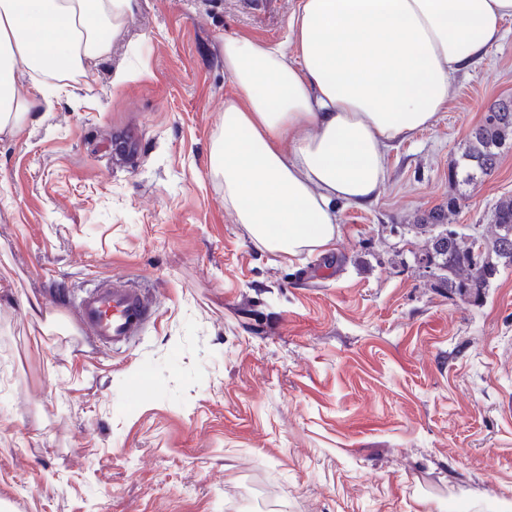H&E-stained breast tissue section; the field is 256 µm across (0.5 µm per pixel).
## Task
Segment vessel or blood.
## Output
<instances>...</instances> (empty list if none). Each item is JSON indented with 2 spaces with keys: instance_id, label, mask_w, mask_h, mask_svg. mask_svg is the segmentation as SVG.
I'll use <instances>...</instances> for the list:
<instances>
[{
  "instance_id": "obj_1",
  "label": "vessel or blood",
  "mask_w": 512,
  "mask_h": 512,
  "mask_svg": "<svg viewBox=\"0 0 512 512\" xmlns=\"http://www.w3.org/2000/svg\"><path fill=\"white\" fill-rule=\"evenodd\" d=\"M74 316L88 342L116 346L140 336L155 308L146 288L115 274L78 300Z\"/></svg>"
}]
</instances>
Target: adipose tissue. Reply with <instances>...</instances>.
<instances>
[{
  "label": "adipose tissue",
  "mask_w": 512,
  "mask_h": 512,
  "mask_svg": "<svg viewBox=\"0 0 512 512\" xmlns=\"http://www.w3.org/2000/svg\"><path fill=\"white\" fill-rule=\"evenodd\" d=\"M135 0H0V136L51 108V84L92 72ZM512 0H298L294 48L224 41L233 89L211 167L224 204L268 250L327 249L338 206L375 199L385 148L431 126ZM30 80L34 96L17 91Z\"/></svg>",
  "instance_id": "adipose-tissue-1"
}]
</instances>
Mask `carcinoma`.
I'll list each match as a JSON object with an SVG mask.
<instances>
[{"label":"carcinoma","mask_w":512,"mask_h":512,"mask_svg":"<svg viewBox=\"0 0 512 512\" xmlns=\"http://www.w3.org/2000/svg\"><path fill=\"white\" fill-rule=\"evenodd\" d=\"M512 141V98L491 104L482 122L471 133L469 145L462 155L463 180L470 182L490 175L497 167L500 149ZM445 211L435 209L416 225L429 234L422 261L436 262L448 274L460 278L458 288L479 291L486 287L494 267L480 261L458 233L443 224ZM491 249L496 256L512 262V197L501 199L491 215Z\"/></svg>","instance_id":"cac0c4a2"}]
</instances>
